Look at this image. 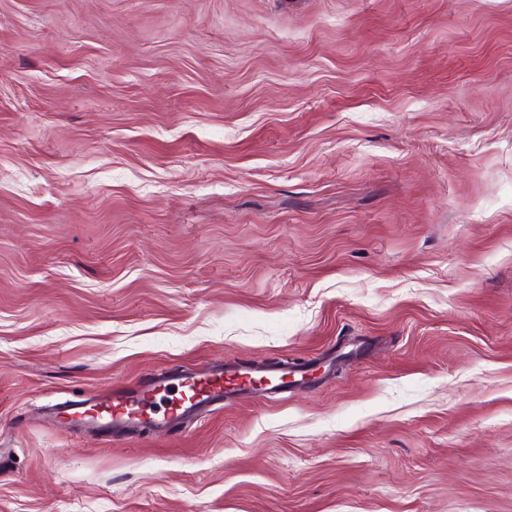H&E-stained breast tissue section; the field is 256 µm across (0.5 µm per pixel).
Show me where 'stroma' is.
<instances>
[{"instance_id":"35a3bbf8","label":"stroma","mask_w":512,"mask_h":512,"mask_svg":"<svg viewBox=\"0 0 512 512\" xmlns=\"http://www.w3.org/2000/svg\"><path fill=\"white\" fill-rule=\"evenodd\" d=\"M0 512H512V0H0ZM279 367L240 366L223 362L207 370L174 368L129 391L108 398L56 408L53 417L78 432L105 437L143 429L166 432L181 427L212 406L237 395L270 398L288 393V378Z\"/></svg>"}]
</instances>
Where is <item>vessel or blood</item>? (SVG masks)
<instances>
[{"label": "vessel or blood", "mask_w": 512, "mask_h": 512, "mask_svg": "<svg viewBox=\"0 0 512 512\" xmlns=\"http://www.w3.org/2000/svg\"><path fill=\"white\" fill-rule=\"evenodd\" d=\"M288 390L289 381L278 367L219 362L204 371L170 369L131 390L55 409L53 417L75 431L105 437L145 427L166 432L235 396L270 398Z\"/></svg>", "instance_id": "b4317fda"}]
</instances>
